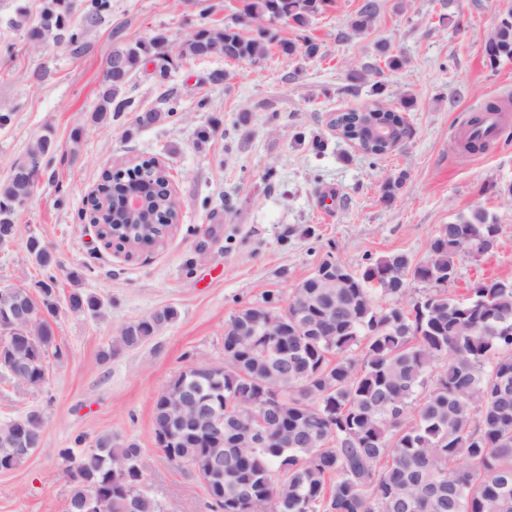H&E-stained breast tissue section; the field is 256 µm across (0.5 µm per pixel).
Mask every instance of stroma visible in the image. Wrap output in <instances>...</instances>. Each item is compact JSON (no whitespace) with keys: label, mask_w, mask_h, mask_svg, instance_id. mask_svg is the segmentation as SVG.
<instances>
[{"label":"stroma","mask_w":512,"mask_h":512,"mask_svg":"<svg viewBox=\"0 0 512 512\" xmlns=\"http://www.w3.org/2000/svg\"><path fill=\"white\" fill-rule=\"evenodd\" d=\"M364 0H336L309 34L320 57L296 65L278 51L261 63L183 59L167 78L140 68L126 86L136 112L110 126L92 122L113 48L166 35L170 46L203 27L230 23L238 0H109L85 48L29 41L9 26L17 6L37 15L42 0H0V183L41 136L56 151L0 247V288L37 292L45 271L28 255L38 238L54 251L56 298L73 288L103 301L94 316L60 310L53 320L62 357L48 356L49 383L20 389L0 374V420L39 412L40 442L15 470L0 473V512H66L71 483L61 449L80 451L111 436L133 442L153 497L165 512H210L203 481L168 463L155 443L154 403L182 371L224 363V327L240 307L288 295L326 260L352 269L391 251L428 257L442 225L481 207L500 226L497 247L460 255L448 289L485 278L512 281V116L484 151L455 142L487 102L512 103V60L490 62L485 43L507 0H375L363 31L350 25ZM403 64L389 70L382 49ZM378 82L359 81L363 65ZM226 72L213 83L214 71ZM411 96L407 142L380 158L340 138L336 113ZM176 112L143 126L137 111ZM208 138H200V130ZM155 157L174 180L180 222L159 247L127 261L105 249L81 214L102 171ZM406 179L393 204L381 187ZM79 271L72 282L68 274ZM176 319L143 344L109 359L101 352L128 323L163 307Z\"/></svg>","instance_id":"obj_1"}]
</instances>
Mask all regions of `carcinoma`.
I'll return each mask as SVG.
<instances>
[{
    "label": "carcinoma",
    "instance_id": "obj_1",
    "mask_svg": "<svg viewBox=\"0 0 512 512\" xmlns=\"http://www.w3.org/2000/svg\"><path fill=\"white\" fill-rule=\"evenodd\" d=\"M334 0H243V10L220 28H202L172 50L165 37L117 47L122 71L105 67L99 103L91 115L107 124L134 102L120 90L142 65L152 63L166 77L178 59L222 57L258 63L276 45L281 55L311 59L320 45L306 35L311 20ZM108 0H92L82 26L71 23L66 0H43L36 19L20 7L9 20L28 26L34 42L52 38L73 51L82 49L83 34L107 8ZM285 21L303 33L302 41L279 40L268 25ZM254 29L247 35L244 28ZM489 60H512V8L485 44ZM401 108L372 102L368 110L403 125ZM362 115L336 117L342 138H352ZM474 136L459 149L475 153L493 140L498 128L484 125V116L469 120ZM55 150L44 136L29 149L34 163L21 172L16 163L0 185V225L14 224L13 205L31 197L44 161ZM164 171L152 159L119 169L101 196L112 197L135 184L154 190ZM404 176L387 179L381 201L397 197ZM499 225L486 210L476 208L436 234L429 257L414 262L393 251L349 273L351 287L336 289L321 305L336 307V320L324 331L321 312L294 315L288 308V335L238 336L224 328V341L241 351L224 356V366H198L180 373L154 406V435L167 461L178 459L205 483L211 507L219 512H512V282L489 280L460 299L446 288H429L427 302L406 300V288H373L371 281L403 268L417 281L445 272L457 276V259L468 240L484 236L498 242ZM31 259L41 268L60 266L40 240L28 242ZM54 276L39 281V298L24 288L0 289V372L17 364L11 377L19 387L48 384L49 350L62 356L50 320L59 313ZM69 312L99 313L102 300L80 288L69 293ZM177 312L164 307L124 326L102 357L133 348L173 321ZM245 373L264 388L280 391L276 410L280 423L270 429L261 448H249L229 411ZM187 393L209 414L224 418L221 434L206 435L194 415L175 408L178 394ZM42 417L33 411L0 421V471L18 468L33 448H17L20 439L40 438ZM73 463V482L66 512H87L96 495L112 500L110 512H165L145 487L141 448L129 442L112 447L103 436L79 458L60 451Z\"/></svg>",
    "mask_w": 512,
    "mask_h": 512
}]
</instances>
